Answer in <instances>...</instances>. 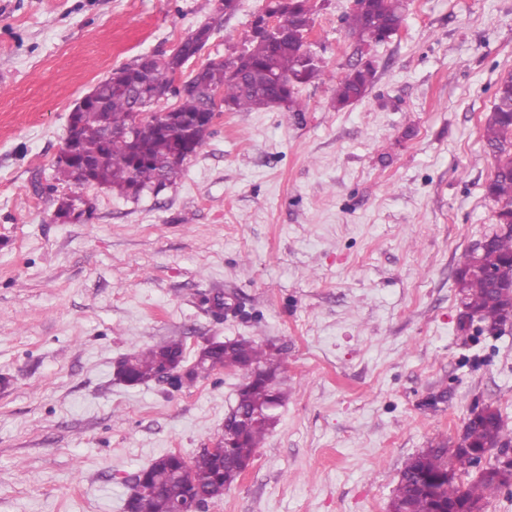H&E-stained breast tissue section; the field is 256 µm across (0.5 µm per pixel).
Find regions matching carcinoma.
Returning <instances> with one entry per match:
<instances>
[{
  "label": "carcinoma",
  "instance_id": "1",
  "mask_svg": "<svg viewBox=\"0 0 512 512\" xmlns=\"http://www.w3.org/2000/svg\"><path fill=\"white\" fill-rule=\"evenodd\" d=\"M314 0H289L288 9L275 0L267 6L278 16L279 28L292 31L299 22L314 23ZM407 0H368V7L353 8L341 21L352 37L365 41L373 33L384 41L405 19ZM214 26L206 24L185 38L177 50L157 57L145 68L144 56L112 73L93 89V101L76 112L73 133L67 147L88 163L82 177L62 160L54 166L55 181L69 191L90 186L104 187L126 197H137L146 190L171 185L180 176L183 165L202 146L207 128H198L192 137H181L164 123L162 116L142 122L137 112H153L161 97L177 99L175 112L190 118L211 111L209 92L221 91L223 106L234 112L269 109L281 97V87L273 77L292 81L285 97L290 112L301 111L298 87L325 75L319 64L305 59L303 42L295 38L275 40L247 36L243 49L234 56L210 59L202 72L179 88L175 74L201 53ZM374 73L357 64L350 65L336 82L334 103L344 108L361 100L372 86ZM485 150L495 160L494 173L485 186V196L495 208L496 225L486 235L489 247L481 265L499 267L512 260V68L499 79L494 103L485 120ZM473 254L466 255L456 271L460 303L469 309L483 327L496 330L505 324L512 307V270L501 273L498 288L481 274L470 272ZM283 349L272 344L236 338L214 353V361L239 372L243 382L236 400L237 410L248 413L271 402L287 398L281 387L279 369ZM188 366L185 347L180 340L139 349L121 362L120 377L131 386L158 380L167 364ZM270 428L250 426L241 421L224 424V459L207 450L192 458L163 456L142 469L154 486L145 500V512H173L174 499L180 493H193L204 501L219 499L239 478L242 463L254 459L256 448ZM498 409L472 420L455 440L442 441L416 454L400 474L389 512H482L484 500L512 486V475L483 473L468 486L460 475L476 467V456L486 449L508 447Z\"/></svg>",
  "mask_w": 512,
  "mask_h": 512
}]
</instances>
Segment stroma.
<instances>
[{
    "label": "stroma",
    "mask_w": 512,
    "mask_h": 512,
    "mask_svg": "<svg viewBox=\"0 0 512 512\" xmlns=\"http://www.w3.org/2000/svg\"><path fill=\"white\" fill-rule=\"evenodd\" d=\"M408 3L361 100L333 102L353 0H317L329 76L301 113L219 112L173 185L86 188L87 217L61 223L46 186L79 99L210 22L184 75L234 55L266 0H0V512H123L135 473L223 432L238 372L117 379L170 339L190 360L212 338L288 347L275 428L203 512H389L408 460L476 405L512 432V327L460 332L455 282L494 223L483 128L512 0Z\"/></svg>",
    "instance_id": "1"
}]
</instances>
